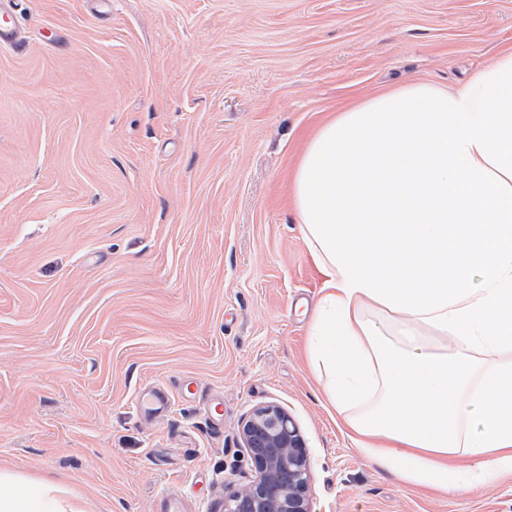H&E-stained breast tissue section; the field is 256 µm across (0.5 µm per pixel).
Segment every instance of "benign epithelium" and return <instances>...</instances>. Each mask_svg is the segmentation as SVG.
Segmentation results:
<instances>
[{"instance_id":"benign-epithelium-1","label":"benign epithelium","mask_w":512,"mask_h":512,"mask_svg":"<svg viewBox=\"0 0 512 512\" xmlns=\"http://www.w3.org/2000/svg\"><path fill=\"white\" fill-rule=\"evenodd\" d=\"M256 476L224 503V512H312L311 469L300 431L286 410L267 404L241 425Z\"/></svg>"}]
</instances>
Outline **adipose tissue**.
Returning <instances> with one entry per match:
<instances>
[{
  "label": "adipose tissue",
  "instance_id": "obj_1",
  "mask_svg": "<svg viewBox=\"0 0 512 512\" xmlns=\"http://www.w3.org/2000/svg\"><path fill=\"white\" fill-rule=\"evenodd\" d=\"M293 195L324 276L308 358L357 448L443 491L512 473V47L341 110ZM59 491L0 470V512H77Z\"/></svg>",
  "mask_w": 512,
  "mask_h": 512
}]
</instances>
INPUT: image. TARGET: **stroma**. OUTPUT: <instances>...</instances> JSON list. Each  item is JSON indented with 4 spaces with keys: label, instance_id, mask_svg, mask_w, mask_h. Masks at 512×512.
I'll return each instance as SVG.
<instances>
[{
    "label": "stroma",
    "instance_id": "1",
    "mask_svg": "<svg viewBox=\"0 0 512 512\" xmlns=\"http://www.w3.org/2000/svg\"><path fill=\"white\" fill-rule=\"evenodd\" d=\"M0 47V469L82 512H222L239 425H298L315 512H512L363 455L310 366L324 277L292 174L337 108L459 86L512 0H16ZM166 415L146 417L143 388Z\"/></svg>",
    "mask_w": 512,
    "mask_h": 512
}]
</instances>
